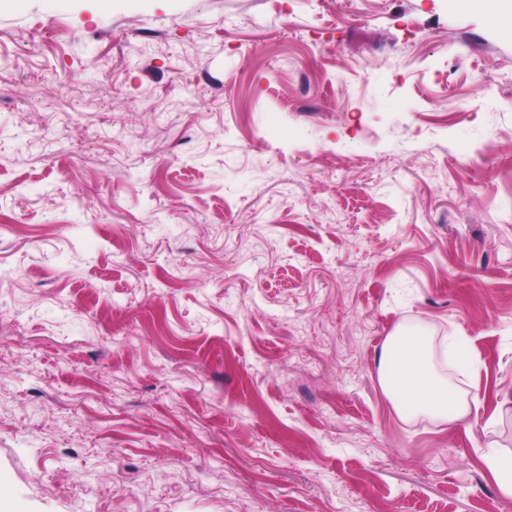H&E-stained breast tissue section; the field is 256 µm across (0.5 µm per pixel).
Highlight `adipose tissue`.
<instances>
[{"label": "adipose tissue", "mask_w": 512, "mask_h": 512, "mask_svg": "<svg viewBox=\"0 0 512 512\" xmlns=\"http://www.w3.org/2000/svg\"><path fill=\"white\" fill-rule=\"evenodd\" d=\"M379 374L398 411L429 414L451 424L471 414L465 394L436 372L429 341L419 333L401 331L389 337L380 354Z\"/></svg>", "instance_id": "1"}]
</instances>
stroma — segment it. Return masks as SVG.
<instances>
[{
  "label": "stroma",
  "mask_w": 512,
  "mask_h": 512,
  "mask_svg": "<svg viewBox=\"0 0 512 512\" xmlns=\"http://www.w3.org/2000/svg\"><path fill=\"white\" fill-rule=\"evenodd\" d=\"M512 0L0 8L14 512H512ZM400 328L478 413L399 414ZM496 486L500 493L508 499L512 498V456L502 457L490 455L484 457Z\"/></svg>",
  "instance_id": "stroma-1"
}]
</instances>
